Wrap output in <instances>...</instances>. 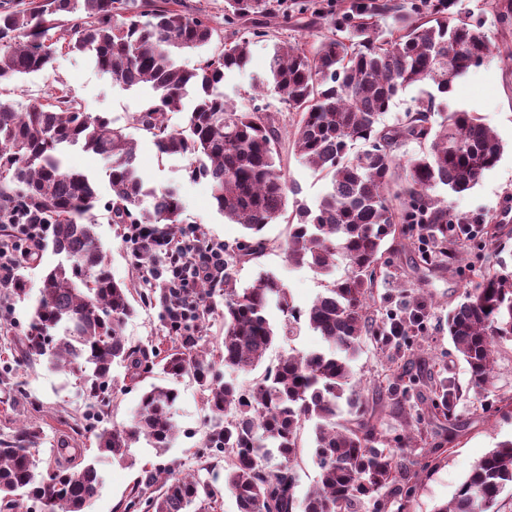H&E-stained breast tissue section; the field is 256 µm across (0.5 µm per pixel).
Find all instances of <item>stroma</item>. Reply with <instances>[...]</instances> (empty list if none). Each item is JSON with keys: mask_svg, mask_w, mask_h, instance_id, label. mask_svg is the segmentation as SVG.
Here are the masks:
<instances>
[{"mask_svg": "<svg viewBox=\"0 0 512 512\" xmlns=\"http://www.w3.org/2000/svg\"><path fill=\"white\" fill-rule=\"evenodd\" d=\"M188 4L208 15L219 36L204 47L181 52L177 63L184 69L196 68L203 58L220 52L225 44L246 38L251 40L250 60L244 68L225 72L221 90L227 101L239 107L250 104L253 87L266 72L273 43H292L304 38L306 16L316 9L323 13H341L360 4L361 0H283L280 18L263 19L266 37L253 35L251 23L229 26L224 22V0H187ZM485 31L494 46L488 61L472 68L455 84L450 94L436 97L432 123H440L448 112L463 110L474 113L493 129L504 145L498 164L485 172L470 190L447 194L451 213L464 218L482 216L484 223L503 224L512 229V64L502 54L512 48V25L503 27L486 19ZM59 40L54 44L53 61L47 69L19 77L0 85V98L12 101L16 108H25L32 101L48 95L68 94L81 100L90 115H102L123 127L136 147V166L148 186L176 189L184 203L181 215L184 228H198L204 241L235 248L242 241V225L231 223L220 214L211 197V186L203 179H190L186 172L187 157L159 156L152 141L135 121L136 115L150 105L154 92L150 86L131 89L113 84L85 57L69 52L63 39L65 28H58ZM276 119L282 146L281 159L290 185L284 212L267 224L263 235L268 248L261 255L244 258L230 266L238 287L252 285L260 273L269 272L288 287L297 309L307 310L323 291L322 276L305 266L289 262L285 246L299 209L314 205L329 188L325 173L303 165L289 150V134L295 124V113L273 89L266 88L260 99ZM68 164L93 176L97 182L101 205L94 211L96 232L115 281L132 288L140 287L142 273L136 267L126 227L112 223L104 204L111 198L108 163L101 157L79 149L67 155ZM464 254L452 265L426 263L422 250L413 243L389 248L384 258L386 272L374 290L376 308L380 313L420 311L422 318L407 323L404 336L366 340L352 362L356 394L370 409L383 418V432L389 448L410 461L432 457L433 466L418 476L417 488L410 502V512H437L449 502L474 465L498 442L512 439V341L497 346V362L489 386H471L467 366L448 337L446 318L449 309L464 299L468 286L474 282L477 269L497 266V248L490 243L471 247L463 243ZM37 261L20 260L17 278L25 281L27 296L15 297L8 288H0V366L14 362L20 354V337L26 333L33 305L45 272L60 260L51 247L39 249ZM135 312L124 326L129 343L159 351L171 347L173 339L160 317L159 305L142 304L132 297ZM272 321L277 338L268 350L262 367L248 374L228 371L224 378L246 385L259 379L265 367L277 364L280 356L295 349L302 353L322 348L323 341L305 321L288 322L279 312ZM407 364L412 373L427 378L439 372L448 377L459 391L451 419H430L426 444H408L404 434L406 416L398 406L396 395L376 388L387 357ZM13 378L0 379V433H9L23 424L41 428L43 441L37 453L48 458L49 450L58 441H68L80 449L81 459L94 463L100 474L96 498L88 512H116L142 468L158 463L174 465L176 471L193 472L200 465L199 446L209 418L201 392L191 376L173 378L154 373L144 380H130L122 367L112 369V386L106 400L90 394L83 382L65 371L55 370L46 361L16 364ZM24 383L28 397L36 398L38 407L17 399L13 380ZM162 385L179 393L173 408L180 429L169 448L157 450L146 441L133 444L134 464L122 465L101 456L96 436L99 432L121 426L130 420L142 392L151 385Z\"/></svg>", "mask_w": 512, "mask_h": 512, "instance_id": "obj_1", "label": "stroma"}]
</instances>
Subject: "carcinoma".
<instances>
[{"mask_svg":"<svg viewBox=\"0 0 512 512\" xmlns=\"http://www.w3.org/2000/svg\"><path fill=\"white\" fill-rule=\"evenodd\" d=\"M456 0H427L426 11L401 15L394 0H372L327 22L306 23L309 38L273 45L267 81L299 119L290 134L295 154L307 166L331 174L329 190L314 208L300 211L288 240V259L330 276L340 262L345 272L327 282L304 312L295 310L288 288L273 274L261 275L247 288L224 272V336L218 358L224 368L249 373L265 359L275 340L270 315L304 316L322 336L326 349L291 352L265 369L249 386L222 379L206 359L203 328L214 289L196 297L204 305L196 327L176 337L161 355L127 344L123 325L134 313L130 289L112 279L98 241L91 212L99 203L95 182L65 164V150L79 146L110 161L111 199L107 208L115 224L181 223L183 203L172 189L145 187L135 165V150L123 128L104 116L85 112L81 102L63 94L36 101L18 112L0 99V220L16 214L25 224H46L53 251L61 262L43 276L25 336L22 357L46 358L69 370L103 395L112 383V367L126 368L131 378L160 368L169 376L190 373L210 411L200 457L202 470L224 468V490L238 512H294L298 475L294 468L300 431L314 423L319 476L301 502L302 512H384L382 491L411 492L418 470L397 460L383 443L375 411L357 406L352 391L351 361L366 336L386 333L370 315L373 288L382 273L383 242L419 225V235L438 245L446 261L459 247L448 239V225L462 219L448 211L437 195L445 188L462 193L472 188L500 160L503 144L471 112L454 111L433 126L435 96L418 101L393 128L380 118L398 93L426 85L440 94L452 90L469 69L493 54L480 18L452 10ZM273 0H224V18L253 21L275 16ZM392 15L384 30L376 17ZM70 22L67 48L91 59L103 74L129 89L148 85L154 101L137 118L159 155L189 158L187 173L205 178L218 211L248 231L247 239L228 254L255 256L267 248L263 230L287 202V175L277 149L279 129L266 105L242 109L219 92L224 72L242 68L251 41L224 46L192 71L177 65L186 49L211 42L216 29L189 10L184 0H0V83L40 71L51 62L50 31ZM194 96L184 126L170 115L184 111ZM423 145L408 163L403 182L394 179L395 151L406 141ZM362 149L350 154L356 144ZM151 195L153 211L134 214L140 197ZM408 228H402V225ZM144 304L159 302L162 318L182 304L166 288L141 289ZM448 336L468 366L477 387L489 383L496 342L512 340V270L482 272L448 313ZM388 385L408 393L420 379L407 369L389 367ZM432 408L451 416L455 390L448 379L428 377ZM350 419L336 423L340 400ZM178 392L153 385L140 396L128 424L97 434L102 455L128 459L140 439L165 449L179 433L172 409ZM41 430L0 435V512H19L20 498L40 504L42 512H86L99 490L95 464L74 469L60 462L78 449L61 444L51 449L56 476L47 482L35 448ZM512 488V440L499 443L471 470L450 502L438 512H494L500 495ZM217 503L212 485L200 472L175 474L166 464L142 468L123 512H209Z\"/></svg>","mask_w":512,"mask_h":512,"instance_id":"obj_1","label":"carcinoma"}]
</instances>
